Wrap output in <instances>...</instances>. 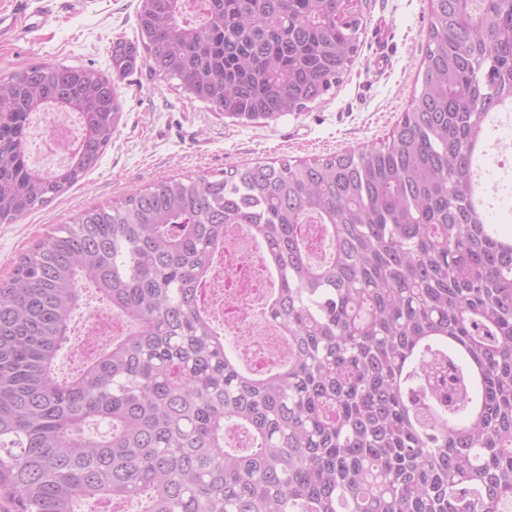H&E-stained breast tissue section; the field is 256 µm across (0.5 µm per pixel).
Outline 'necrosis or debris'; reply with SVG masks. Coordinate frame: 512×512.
<instances>
[{"instance_id":"4bbe7bcc","label":"necrosis or debris","mask_w":512,"mask_h":512,"mask_svg":"<svg viewBox=\"0 0 512 512\" xmlns=\"http://www.w3.org/2000/svg\"><path fill=\"white\" fill-rule=\"evenodd\" d=\"M32 127V152L47 172L63 155L60 140L81 131L78 116L64 119L52 113L34 116ZM278 286L264 250L244 226L219 245L204 278L201 309L235 338L238 361L254 373L273 372L288 360V337L266 316Z\"/></svg>"}]
</instances>
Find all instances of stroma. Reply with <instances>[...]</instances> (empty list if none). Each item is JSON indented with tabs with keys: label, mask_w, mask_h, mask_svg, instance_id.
Segmentation results:
<instances>
[{
	"label": "stroma",
	"mask_w": 512,
	"mask_h": 512,
	"mask_svg": "<svg viewBox=\"0 0 512 512\" xmlns=\"http://www.w3.org/2000/svg\"><path fill=\"white\" fill-rule=\"evenodd\" d=\"M139 0H58L54 17L0 45V79L34 63L92 68L114 83L123 112L97 166L60 198L0 224V281L17 257L83 211L160 181L216 179L235 167L312 160L382 146L411 109L430 21L429 0H364L365 29L341 83L302 112L242 125L188 99L146 67L120 73L109 47L134 39ZM386 65H379V57Z\"/></svg>",
	"instance_id": "1"
}]
</instances>
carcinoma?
Listing matches in <instances>:
<instances>
[{
	"label": "carcinoma",
	"instance_id": "cac0c4a2",
	"mask_svg": "<svg viewBox=\"0 0 512 512\" xmlns=\"http://www.w3.org/2000/svg\"><path fill=\"white\" fill-rule=\"evenodd\" d=\"M336 0H140L142 63L241 124L339 84L361 15ZM422 82L390 141L312 162L166 180L83 212L0 282V495L12 512H508L512 233L476 201L471 146L512 103V0H430ZM81 119L67 163L31 166L38 112ZM122 102L91 68L39 63L0 87V223L97 166ZM233 224L266 248L288 364L239 367L199 307ZM331 244L313 255L314 234ZM134 324L55 371L83 293ZM244 435L245 448L226 436Z\"/></svg>",
	"mask_w": 512,
	"mask_h": 512
}]
</instances>
